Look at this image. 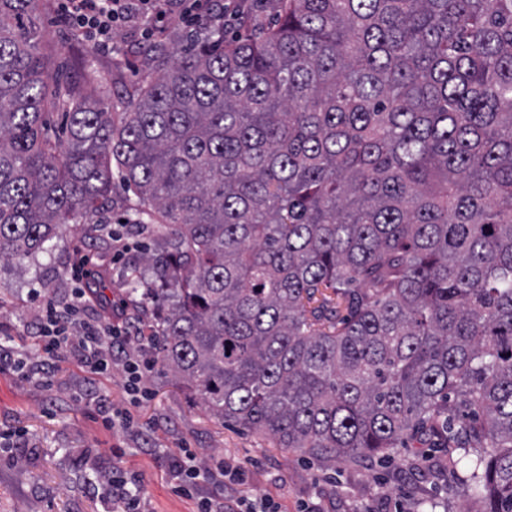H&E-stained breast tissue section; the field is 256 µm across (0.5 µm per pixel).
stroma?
<instances>
[{"instance_id":"35a3bbf8","label":"stroma","mask_w":512,"mask_h":512,"mask_svg":"<svg viewBox=\"0 0 512 512\" xmlns=\"http://www.w3.org/2000/svg\"><path fill=\"white\" fill-rule=\"evenodd\" d=\"M241 12L225 11L224 37L242 31L243 20L270 28L280 0H237ZM45 51L52 57L60 94L75 90L105 99L121 111L123 86L145 85L154 75L143 50L175 35L200 37L196 24L171 11L159 31L143 32L137 21L116 27L110 45L73 42L56 0L41 15ZM137 196L116 186L109 202L86 222L69 225L43 252L0 262V335L14 355L38 360L36 322L44 299L65 302L76 283L71 264L88 254L92 268L107 270L106 295L121 316L150 326L152 311H137L143 290L153 287L151 258L167 243L163 225L139 220ZM136 289H129V281ZM50 384L18 376L0 361V512H120L106 493L115 472L139 479L145 512H196L195 498L173 492L170 464L191 450L199 462L223 461L235 479L222 486L199 478L198 496L235 500L238 512L271 501L278 512H414L417 499H431L435 512H466L472 500L457 490L468 474L466 460L449 464L447 450L414 439L392 461L310 459L277 446L269 436L221 420L201 406L161 366L147 377L151 395L134 402L121 360L97 376L64 354L48 366Z\"/></svg>"}]
</instances>
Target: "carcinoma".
I'll return each mask as SVG.
<instances>
[{
    "label": "carcinoma",
    "mask_w": 512,
    "mask_h": 512,
    "mask_svg": "<svg viewBox=\"0 0 512 512\" xmlns=\"http://www.w3.org/2000/svg\"><path fill=\"white\" fill-rule=\"evenodd\" d=\"M162 45L124 110L54 102L42 0H0V260L112 195L169 230L143 303L214 416L312 457L427 432L512 512V0H280ZM255 28H270L279 19L281 2L278 0H236Z\"/></svg>",
    "instance_id": "carcinoma-1"
}]
</instances>
